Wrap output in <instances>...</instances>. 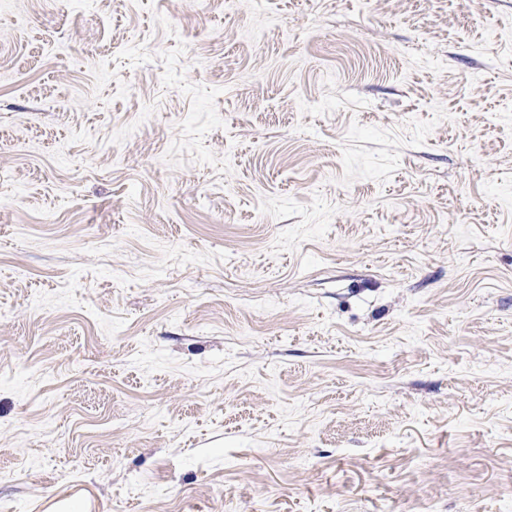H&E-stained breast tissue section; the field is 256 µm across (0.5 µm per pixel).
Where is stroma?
Instances as JSON below:
<instances>
[{"label":"stroma","mask_w":512,"mask_h":512,"mask_svg":"<svg viewBox=\"0 0 512 512\" xmlns=\"http://www.w3.org/2000/svg\"><path fill=\"white\" fill-rule=\"evenodd\" d=\"M512 0H0V512H507Z\"/></svg>","instance_id":"obj_1"}]
</instances>
